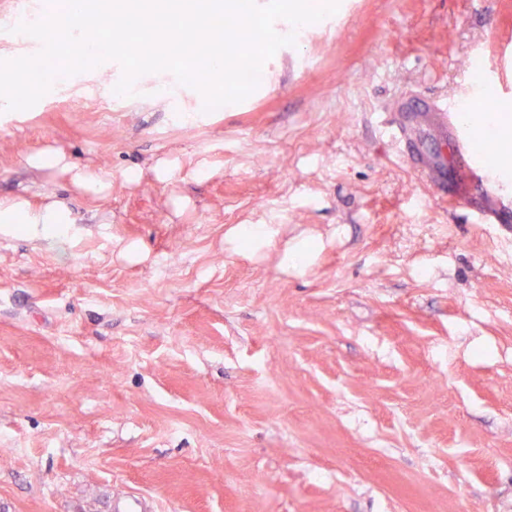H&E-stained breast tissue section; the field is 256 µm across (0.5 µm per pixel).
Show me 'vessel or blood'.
Masks as SVG:
<instances>
[{
  "label": "vessel or blood",
  "mask_w": 512,
  "mask_h": 512,
  "mask_svg": "<svg viewBox=\"0 0 512 512\" xmlns=\"http://www.w3.org/2000/svg\"><path fill=\"white\" fill-rule=\"evenodd\" d=\"M458 102L428 106L397 124L396 133L414 160L420 179L452 207L470 210L482 224L512 229V183L504 181L471 148L467 128L457 118ZM440 146L429 153L428 142Z\"/></svg>",
  "instance_id": "1"
}]
</instances>
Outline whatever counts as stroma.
<instances>
[{"instance_id": "1", "label": "stroma", "mask_w": 512, "mask_h": 512, "mask_svg": "<svg viewBox=\"0 0 512 512\" xmlns=\"http://www.w3.org/2000/svg\"><path fill=\"white\" fill-rule=\"evenodd\" d=\"M48 2L0 0V60ZM274 27L220 109L169 72L118 95L113 60L0 107V201L70 218L0 224V512H512V233L443 209L389 129L498 66L512 0Z\"/></svg>"}]
</instances>
